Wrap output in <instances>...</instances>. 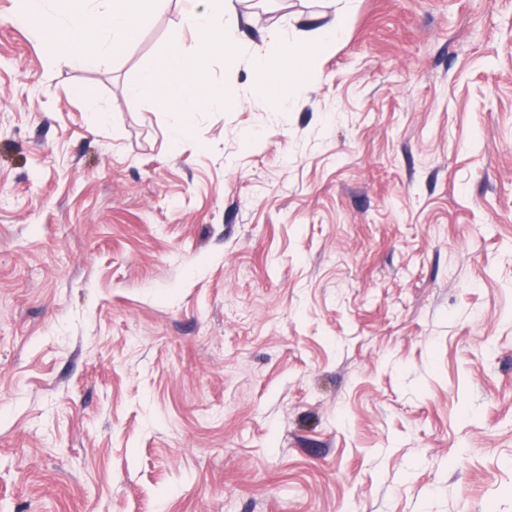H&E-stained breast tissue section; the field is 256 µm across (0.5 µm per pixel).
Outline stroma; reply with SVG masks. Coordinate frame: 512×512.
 <instances>
[{"label": "stroma", "mask_w": 512, "mask_h": 512, "mask_svg": "<svg viewBox=\"0 0 512 512\" xmlns=\"http://www.w3.org/2000/svg\"><path fill=\"white\" fill-rule=\"evenodd\" d=\"M195 6L90 69L0 0V512H512V0H241L175 140ZM343 19H336V24L330 27H318L310 33L305 42L288 35V33L274 32L273 41L277 49L275 61L265 55H252L250 67L257 76L254 84L256 95H274L276 98L275 112L284 115L290 112L293 103L305 91L303 81L288 82V84L275 86L271 76L277 70L287 71L288 68H305L317 56L328 52L336 46L343 34ZM163 90V95L156 97L157 105L168 108L170 99L180 102L177 119L171 128V137L177 139L183 129L193 122L195 112L220 108L237 103L238 89L232 84L213 88L207 83V63L204 56L187 58L178 41H173L162 60L153 68L141 74L137 84L131 88V94Z\"/></svg>", "instance_id": "1"}]
</instances>
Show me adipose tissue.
<instances>
[{"instance_id": "obj_1", "label": "adipose tissue", "mask_w": 512, "mask_h": 512, "mask_svg": "<svg viewBox=\"0 0 512 512\" xmlns=\"http://www.w3.org/2000/svg\"><path fill=\"white\" fill-rule=\"evenodd\" d=\"M239 0H204L186 17L187 25L200 37L205 53L187 58L179 44L172 42L157 66L143 71L131 92L140 95L156 92L160 108H167L170 100L180 107L171 128L172 137H179L192 123L195 113L237 103L239 93L234 85L221 88L207 83L206 53L222 51L228 63H236L242 54L237 39ZM163 0H25L15 15L16 22L26 25L41 19L52 33L50 58L57 63H76L97 66L107 61L114 48L132 41L138 31L148 25ZM343 34L342 24L319 27L310 33L307 41L277 32L273 41L276 57L254 55L250 67L257 77L254 92L276 98V110L289 112L301 97L305 84L295 81L274 85V72L306 67L317 56L335 47Z\"/></svg>"}]
</instances>
